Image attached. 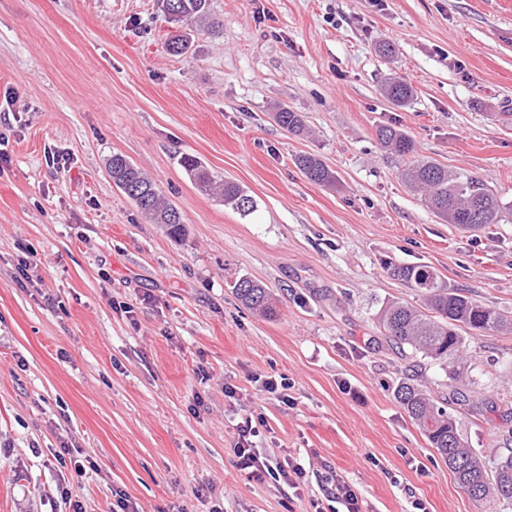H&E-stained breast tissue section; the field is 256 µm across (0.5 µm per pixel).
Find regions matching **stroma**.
<instances>
[{
	"label": "stroma",
	"instance_id": "obj_1",
	"mask_svg": "<svg viewBox=\"0 0 512 512\" xmlns=\"http://www.w3.org/2000/svg\"><path fill=\"white\" fill-rule=\"evenodd\" d=\"M209 3L218 27L199 22L176 56L157 0H0V512H68L70 498L114 512L121 497L139 512H329L331 470L363 512H415L416 498L483 512L394 391L417 368L468 448H512V335L468 337L474 410L375 315L423 304L389 261L512 311V0ZM394 75L414 88L407 106L381 93ZM284 105L304 136L276 124ZM383 125L485 181L509 205L501 222L438 218L379 144ZM115 153L178 209L185 237L113 183ZM300 153L335 185L309 181ZM186 155L255 211L200 192ZM243 276L276 317L241 305ZM246 416L263 421L261 456L302 464L298 488L236 468ZM66 449L92 468L60 465ZM296 163L306 177L315 184L332 185L336 182L335 173L330 170L316 155H300L298 156Z\"/></svg>",
	"mask_w": 512,
	"mask_h": 512
}]
</instances>
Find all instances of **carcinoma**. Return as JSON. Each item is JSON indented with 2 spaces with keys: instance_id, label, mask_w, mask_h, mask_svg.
<instances>
[{
  "instance_id": "cac0c4a2",
  "label": "carcinoma",
  "mask_w": 512,
  "mask_h": 512,
  "mask_svg": "<svg viewBox=\"0 0 512 512\" xmlns=\"http://www.w3.org/2000/svg\"><path fill=\"white\" fill-rule=\"evenodd\" d=\"M169 20L189 25L208 11V0H162ZM191 36L187 32L173 35L169 49L175 55L189 52ZM387 99L403 107L413 97L412 86L401 77L388 79L384 86ZM275 122L283 129L299 134L304 131V116L286 106L274 113ZM380 143L396 156L408 159L402 177L416 192L424 196L429 206L446 222L463 228L486 227L499 222L504 210L501 199L483 180L461 172L450 171L433 162L415 158L414 141L409 135L393 126L377 130ZM296 163L306 177L319 185L336 182L335 173L317 156L303 154ZM112 180L137 207L155 224H164L170 235L185 234L182 218L175 220L170 214L175 206L168 202L135 165L121 154H114L109 163ZM182 166L203 191L213 192L240 213L250 214L256 208L254 199L237 183L218 181L199 161L192 157L182 159ZM387 270L397 279L419 291L427 314L402 301H389L376 314L377 322L389 333L394 343L408 347L424 357L450 368L449 379L452 397L466 401L462 373L456 360L466 346L465 335L476 332L512 333V313L491 308L479 300L450 288L426 266L385 262ZM233 291L242 306L269 315L275 314L271 297L260 283L241 277ZM396 399L406 415L426 436L432 447L443 457L458 484L471 498L483 505L485 512H500L498 507L512 508V451L489 460L479 457L467 448L460 437L455 419L417 382L416 375L406 374L396 389Z\"/></svg>"
}]
</instances>
